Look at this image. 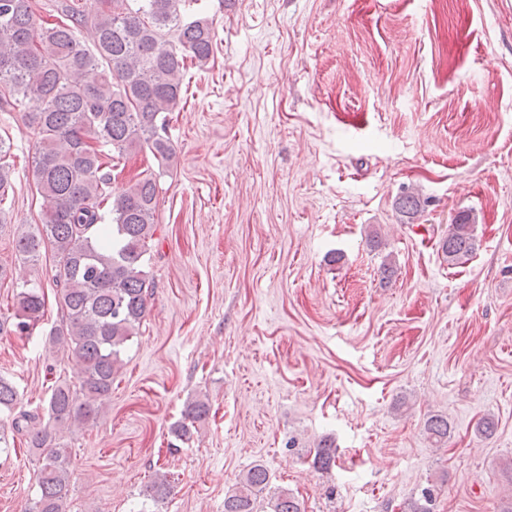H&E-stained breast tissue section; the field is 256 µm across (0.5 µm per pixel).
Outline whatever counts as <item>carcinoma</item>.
I'll list each match as a JSON object with an SVG mask.
<instances>
[{"label": "carcinoma", "instance_id": "cac0c4a2", "mask_svg": "<svg viewBox=\"0 0 512 512\" xmlns=\"http://www.w3.org/2000/svg\"><path fill=\"white\" fill-rule=\"evenodd\" d=\"M34 0H0V105L23 113L39 144L34 157L41 223L14 234V249L36 262L53 253L54 300L61 322L48 332L50 347L72 353L83 364L79 383L65 381L50 390L44 410L22 412L11 420L12 431L26 437L38 456V494L26 512H66L71 458L60 443L63 431L95 422L102 401L112 392L122 366L121 353L139 332L152 295L146 255L157 224V181L154 172L125 186H112V161L133 151L149 150L160 167L169 164L173 147L167 137V113L182 101L186 62L203 67L214 57L212 23L183 19V0H96L87 12L72 6L67 21L37 25ZM94 30V48L76 29ZM178 32L179 47L165 39ZM10 145L0 138V203L11 189ZM398 211L409 218L420 200L404 194ZM470 215L461 212L448 225L441 244L448 261L458 263L476 250ZM14 319L0 320V333L13 326L23 332L36 326L45 312V294L23 284L14 294ZM19 403L15 385L0 375V409ZM210 411L207 401H191L171 429L188 441ZM425 431L433 442L448 439V421L431 417ZM335 449L316 448L312 466L328 471ZM270 489L267 469L256 464L239 486L224 497V512H257V500ZM167 477H156L145 496L167 497ZM271 512H301L286 488L268 500ZM429 487L411 512H433Z\"/></svg>", "mask_w": 512, "mask_h": 512}]
</instances>
